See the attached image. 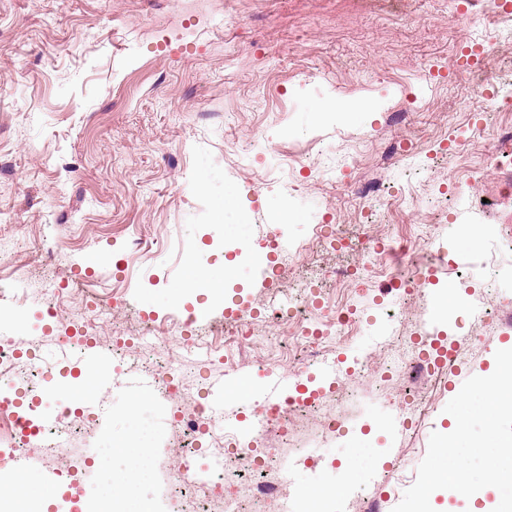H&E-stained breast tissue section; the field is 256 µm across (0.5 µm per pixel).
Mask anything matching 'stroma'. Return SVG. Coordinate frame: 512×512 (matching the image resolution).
<instances>
[{"label":"stroma","mask_w":512,"mask_h":512,"mask_svg":"<svg viewBox=\"0 0 512 512\" xmlns=\"http://www.w3.org/2000/svg\"><path fill=\"white\" fill-rule=\"evenodd\" d=\"M512 96V23L452 13L451 0H0V344L24 364L82 368L56 341L66 319L43 310L67 286L61 309L92 304L94 347L130 346L107 388L92 393L96 423L78 433L64 461L5 454L28 501L96 499L102 475L90 458L114 444L153 451L154 474L136 497L155 501L179 459L175 420L194 403L233 426L295 363L241 348L223 331L226 307L251 299L287 303L295 289L240 262L221 299L184 289V252L212 266L249 241L276 264L301 247L295 271L316 276L355 261L338 238L378 230L397 253L373 266L362 291L336 284L328 299L360 322L338 353L309 373L336 430L315 421L295 430L280 461L292 496L319 488L325 512H356L361 495L401 501L399 475L416 477L432 432H447L452 391L432 383L412 414L383 389L380 356L403 336L429 330L465 348L450 374L454 388L490 375L497 350L512 348V325L486 339L478 321L438 317L447 287L459 299L503 303L512 317V164L500 162L512 112H495L476 91ZM365 100L372 113L353 112ZM320 111H311V104ZM382 174L390 193L416 195L389 205L355 188ZM503 196L494 210L478 198ZM289 211L290 223L279 221ZM445 248L453 267L436 285L387 318L379 290L398 264ZM53 251L51 267L41 254ZM485 264L484 275L469 269ZM199 314L198 335L170 328L180 308ZM240 351L236 369L226 351ZM165 357L182 379L175 401L137 384L149 361ZM369 362L355 395L339 398L338 363ZM245 380L244 399L213 397L223 381ZM318 457V468L302 458Z\"/></svg>","instance_id":"stroma-1"}]
</instances>
